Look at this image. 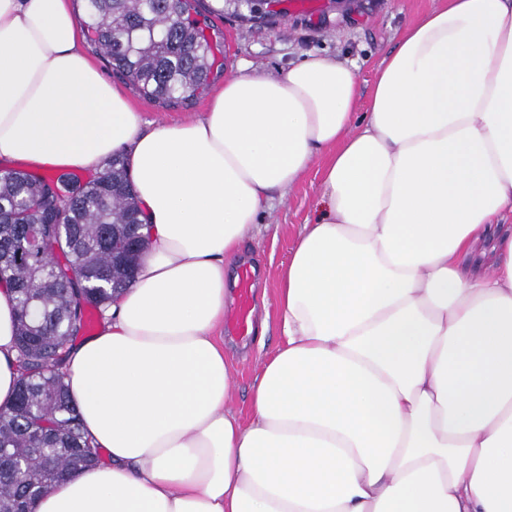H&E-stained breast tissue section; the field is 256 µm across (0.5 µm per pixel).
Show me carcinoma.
<instances>
[{"label":"carcinoma","mask_w":512,"mask_h":512,"mask_svg":"<svg viewBox=\"0 0 512 512\" xmlns=\"http://www.w3.org/2000/svg\"><path fill=\"white\" fill-rule=\"evenodd\" d=\"M249 13L250 0H82L90 50L143 97L183 105L210 83L218 42L197 16ZM139 198L121 156L94 176L58 178L0 169V284L17 302L15 403L0 410V512H30L77 457L99 459L64 384L67 345L103 315L130 284L149 241L127 260L112 245L133 239ZM41 224L31 245L24 225Z\"/></svg>","instance_id":"cac0c4a2"}]
</instances>
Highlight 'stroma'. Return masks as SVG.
Segmentation results:
<instances>
[{
	"mask_svg": "<svg viewBox=\"0 0 512 512\" xmlns=\"http://www.w3.org/2000/svg\"><path fill=\"white\" fill-rule=\"evenodd\" d=\"M434 4L435 0H345L334 9L326 0H282L276 13L260 20L247 21L231 13L208 16V24L224 45V73L214 77L211 86L219 88L243 66L276 77L314 54L356 61L358 92L367 97L378 65L396 45L401 31ZM101 72L122 88L143 120L152 124L199 116L210 99L205 93L189 104L163 108L113 75L109 67H102ZM321 168V160H314L297 183L276 194L260 219L259 233L244 243L237 263L238 268L250 269L253 288L265 289L268 300L264 340L239 335L232 323L224 325V351L234 376L228 406L244 422L250 417L258 363L281 340L276 302L279 269L302 224L313 217Z\"/></svg>",
	"mask_w": 512,
	"mask_h": 512,
	"instance_id": "1",
	"label": "stroma"
}]
</instances>
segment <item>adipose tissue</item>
Segmentation results:
<instances>
[{"label":"adipose tissue","mask_w":512,"mask_h":512,"mask_svg":"<svg viewBox=\"0 0 512 512\" xmlns=\"http://www.w3.org/2000/svg\"><path fill=\"white\" fill-rule=\"evenodd\" d=\"M123 155L152 242L65 383L107 462L32 512H512V0H436L379 66L240 69L153 125L82 46L72 0H0V162ZM319 213L279 276L251 420L226 406L228 275L320 155ZM0 285V407L21 377Z\"/></svg>","instance_id":"ef3b65f1"}]
</instances>
